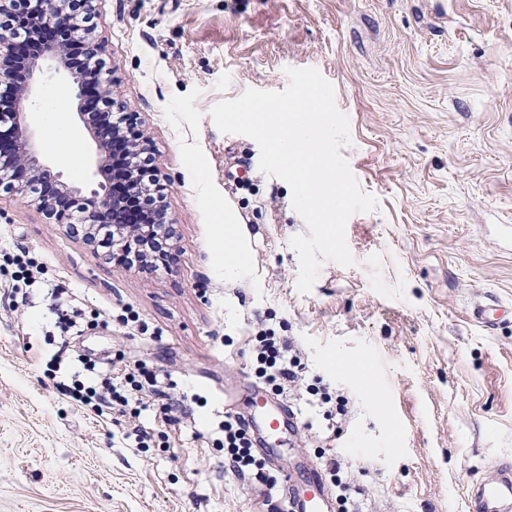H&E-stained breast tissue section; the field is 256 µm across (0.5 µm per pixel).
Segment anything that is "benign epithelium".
Instances as JSON below:
<instances>
[{
    "label": "benign epithelium",
    "mask_w": 512,
    "mask_h": 512,
    "mask_svg": "<svg viewBox=\"0 0 512 512\" xmlns=\"http://www.w3.org/2000/svg\"><path fill=\"white\" fill-rule=\"evenodd\" d=\"M67 3L30 0V10L18 19L28 30L25 43L11 29L0 27V186L29 198L57 221L68 203L81 202V223L103 232L98 244L113 253L152 245L164 237L170 219L158 200L154 215L140 213L133 205L146 195L150 178L148 170L135 164L147 153L146 144L129 136L132 118L125 112L117 113L106 127L97 125L99 105L113 104L112 80L102 75L105 46L84 19L67 10ZM80 49L94 61L83 75L68 64V56ZM45 69L65 79L64 90L76 103L77 123L95 146L93 188L61 181L35 145L24 109L35 74ZM35 180L47 183L49 190L37 193Z\"/></svg>",
    "instance_id": "1"
}]
</instances>
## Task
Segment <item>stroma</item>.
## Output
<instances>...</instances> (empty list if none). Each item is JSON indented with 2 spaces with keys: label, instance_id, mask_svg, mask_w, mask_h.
<instances>
[{
  "label": "stroma",
  "instance_id": "obj_1",
  "mask_svg": "<svg viewBox=\"0 0 512 512\" xmlns=\"http://www.w3.org/2000/svg\"><path fill=\"white\" fill-rule=\"evenodd\" d=\"M115 99L165 184L173 258L119 265L28 199L0 190V512H276L296 458L338 462L364 512H470L473 484L512 461V322L475 324L479 300L512 305V0H95ZM316 68L334 87L342 154L379 201L346 226L354 264L327 260L297 289L307 227L249 137L210 111ZM49 161L89 183L92 142ZM209 197H202L199 176ZM240 225L250 274L216 248ZM44 263L14 294L18 247ZM65 289L97 318L54 366ZM138 321H128L129 311ZM290 339L306 365L276 392L252 338ZM140 361L165 383L138 417L78 406L63 383L79 356ZM346 405L336 412L315 391ZM290 405L265 474L224 468L225 415L247 393ZM180 403L167 413L164 404ZM146 431L149 447L138 444Z\"/></svg>",
  "mask_w": 512,
  "mask_h": 512
}]
</instances>
